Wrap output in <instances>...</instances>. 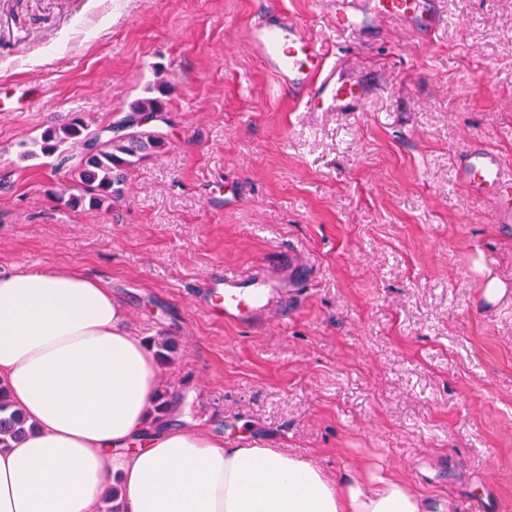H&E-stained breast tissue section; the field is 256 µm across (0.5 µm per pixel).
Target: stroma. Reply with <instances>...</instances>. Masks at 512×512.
Wrapping results in <instances>:
<instances>
[{
    "instance_id": "35a3bbf8",
    "label": "stroma",
    "mask_w": 512,
    "mask_h": 512,
    "mask_svg": "<svg viewBox=\"0 0 512 512\" xmlns=\"http://www.w3.org/2000/svg\"><path fill=\"white\" fill-rule=\"evenodd\" d=\"M306 26L359 112H309L247 49L266 6ZM431 38L381 23L336 36L326 0H0V272L106 282L161 367L171 405L230 447L277 448L332 475L402 478L444 512H512V225L457 178L479 141L512 162V0H442ZM167 83V148L107 212L72 209L50 127L96 129ZM293 249L306 272L262 323L205 306L209 277Z\"/></svg>"
}]
</instances>
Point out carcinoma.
Wrapping results in <instances>:
<instances>
[{
	"instance_id": "cac0c4a2",
	"label": "carcinoma",
	"mask_w": 512,
	"mask_h": 512,
	"mask_svg": "<svg viewBox=\"0 0 512 512\" xmlns=\"http://www.w3.org/2000/svg\"><path fill=\"white\" fill-rule=\"evenodd\" d=\"M159 95L131 101L125 113L112 124L98 130H88L84 121L73 122L43 132L40 151L44 155L58 154V167L66 169L69 178L62 187L60 198L73 208L88 207L105 211L124 195L128 172L141 163L161 154L167 146L164 134L140 126V118L163 120L166 108L162 95L165 85L157 86ZM68 143H79L83 151L63 155L59 149ZM163 362L171 360L176 343L167 338L149 340ZM25 418L13 408L6 390L0 385V448H9L25 436Z\"/></svg>"
}]
</instances>
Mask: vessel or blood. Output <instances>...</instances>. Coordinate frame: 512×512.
Segmentation results:
<instances>
[{
    "instance_id": "obj_1",
    "label": "vessel or blood",
    "mask_w": 512,
    "mask_h": 512,
    "mask_svg": "<svg viewBox=\"0 0 512 512\" xmlns=\"http://www.w3.org/2000/svg\"><path fill=\"white\" fill-rule=\"evenodd\" d=\"M396 20L424 37L446 23L441 0H332L327 23L342 32L371 34L381 21ZM248 48L276 77L282 88L300 95L309 112H351L362 105L363 87L345 77L337 61L296 21L275 10L265 12L249 32ZM460 180L493 205L497 224H512V166L483 146H470ZM296 262L287 271L258 267L246 274L224 273L209 284L212 307L226 322L261 323L283 302L288 289L298 287Z\"/></svg>"
}]
</instances>
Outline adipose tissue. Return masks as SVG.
<instances>
[{
  "instance_id": "adipose-tissue-1",
  "label": "adipose tissue",
  "mask_w": 512,
  "mask_h": 512,
  "mask_svg": "<svg viewBox=\"0 0 512 512\" xmlns=\"http://www.w3.org/2000/svg\"><path fill=\"white\" fill-rule=\"evenodd\" d=\"M157 359L100 280L0 275V383L33 431L0 448V512H431L398 477H332L274 448L155 420Z\"/></svg>"
}]
</instances>
